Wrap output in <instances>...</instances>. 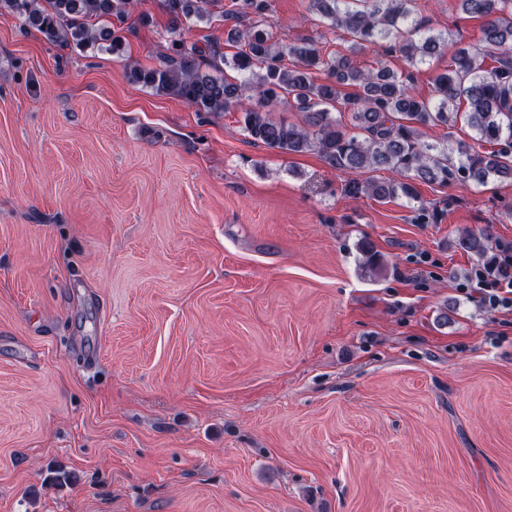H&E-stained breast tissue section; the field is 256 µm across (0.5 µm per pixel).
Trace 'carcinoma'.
<instances>
[{
	"mask_svg": "<svg viewBox=\"0 0 512 512\" xmlns=\"http://www.w3.org/2000/svg\"><path fill=\"white\" fill-rule=\"evenodd\" d=\"M169 16L172 39L156 66L127 64L125 79L157 95L177 98L196 112L242 114L253 140L282 153L317 152L334 169L348 174L345 190L369 194L380 202L404 196L414 202L413 221L430 224L435 211L416 194L413 181L488 184L512 180V0H460L464 12L485 18L475 46L458 49L448 71L434 80L435 97L416 95L410 73L388 65L357 67L352 57L373 46L398 54L415 66L439 55L446 39L416 16V0H309V11L327 28L349 36L346 53H327L319 42L274 40L267 19L271 0H235L223 14L224 43L231 55L214 47L187 44L184 27L210 21L212 0H158ZM136 0H0V13L17 17L54 46L122 55L125 40L112 20L128 18ZM494 66H486V61ZM233 71L218 75L220 66ZM325 78L317 83L313 73ZM348 86L350 133L333 115ZM466 102L467 110L459 112ZM294 107L301 122L275 118L278 109ZM464 119L474 144L422 139L421 129H449ZM386 168L399 179L362 181L366 170ZM489 236L458 237L460 249L487 255Z\"/></svg>",
	"mask_w": 512,
	"mask_h": 512,
	"instance_id": "obj_1",
	"label": "carcinoma"
}]
</instances>
